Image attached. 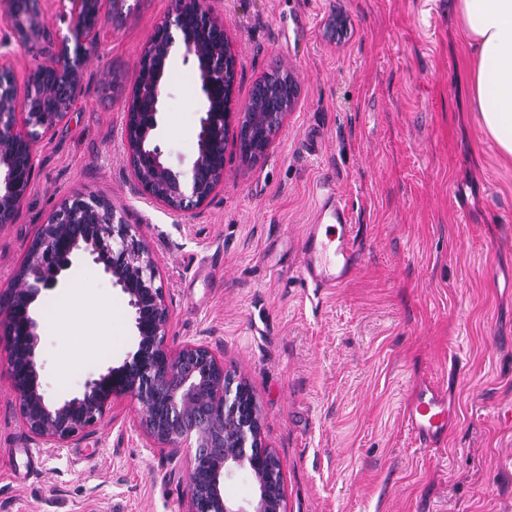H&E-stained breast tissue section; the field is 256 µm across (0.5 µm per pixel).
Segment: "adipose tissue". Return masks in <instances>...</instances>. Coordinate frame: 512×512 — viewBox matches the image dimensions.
<instances>
[{"instance_id":"ef3b65f1","label":"adipose tissue","mask_w":512,"mask_h":512,"mask_svg":"<svg viewBox=\"0 0 512 512\" xmlns=\"http://www.w3.org/2000/svg\"><path fill=\"white\" fill-rule=\"evenodd\" d=\"M456 12L474 46L472 110L502 154L512 157V0H458Z\"/></svg>"}]
</instances>
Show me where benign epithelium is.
<instances>
[{
  "label": "benign epithelium",
  "mask_w": 512,
  "mask_h": 512,
  "mask_svg": "<svg viewBox=\"0 0 512 512\" xmlns=\"http://www.w3.org/2000/svg\"><path fill=\"white\" fill-rule=\"evenodd\" d=\"M9 33L0 45V76L12 71L8 47L28 49L53 35L51 18L67 23L62 47L39 67L24 95L0 79V224L9 223L31 189L33 150L44 132L71 110L82 88L81 59L106 34V0H4ZM195 17L197 31L212 33L216 47H202L196 31L182 34L183 63L198 74L206 108L199 119L197 156L191 175L174 169L156 142L164 75L172 45L152 37L138 63L136 109L125 113L126 158L134 190L143 199L183 212L209 200L224 179L226 129L234 112V88L224 85V61H236L223 20L208 0H174L172 17L161 27ZM158 59V72L149 71ZM274 114L261 156L282 126ZM89 259L125 296L132 310L135 350L122 364L88 378L83 391L63 402L45 397L37 367L40 324L32 306L44 290L59 287L73 264ZM6 335L9 367L21 418L28 431L59 448L94 430L126 398L140 405V424L161 448H193L186 512H284L281 464L266 444L261 413L246 382L224 369L207 346L166 343L169 308L157 263L137 228L118 218L104 195L90 192L65 200L40 225L8 284ZM239 471L255 483L245 502L227 498L224 482Z\"/></svg>",
  "instance_id": "benign-epithelium-1"
}]
</instances>
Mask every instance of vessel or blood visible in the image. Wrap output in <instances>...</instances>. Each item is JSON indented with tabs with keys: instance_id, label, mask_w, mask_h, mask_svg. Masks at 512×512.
I'll return each instance as SVG.
<instances>
[{
	"instance_id": "vessel-or-blood-1",
	"label": "vessel or blood",
	"mask_w": 512,
	"mask_h": 512,
	"mask_svg": "<svg viewBox=\"0 0 512 512\" xmlns=\"http://www.w3.org/2000/svg\"><path fill=\"white\" fill-rule=\"evenodd\" d=\"M360 261L348 208L340 195L324 193L301 243L300 273L318 288L345 282ZM408 429L420 446L448 431V407L440 392L419 393L405 410Z\"/></svg>"
}]
</instances>
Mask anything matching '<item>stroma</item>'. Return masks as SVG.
Instances as JSON below:
<instances>
[{
    "label": "stroma",
    "instance_id": "35a3bbf8",
    "mask_svg": "<svg viewBox=\"0 0 512 512\" xmlns=\"http://www.w3.org/2000/svg\"><path fill=\"white\" fill-rule=\"evenodd\" d=\"M454 0H218L237 57L235 106L273 68L299 95L264 154L228 133L224 180L177 214L136 196L124 112L138 62L172 0H126L81 63L83 88L33 152V185L0 224V309L40 224L68 196L106 194L155 257L170 309L167 343L210 347L246 381L280 462L285 512H512V159L470 108V38ZM158 142L174 168L197 153L199 83L174 57ZM334 189L362 260L339 287L299 272L318 197ZM107 298L41 327L46 396L133 348L131 310L91 262L66 274ZM0 333V512H182L189 448H159L126 400L60 448L25 427ZM440 389L448 433L418 447L402 411Z\"/></svg>",
    "mask_w": 512,
    "mask_h": 512
}]
</instances>
